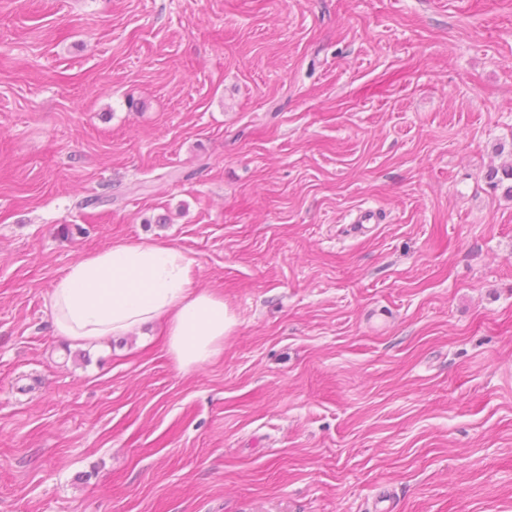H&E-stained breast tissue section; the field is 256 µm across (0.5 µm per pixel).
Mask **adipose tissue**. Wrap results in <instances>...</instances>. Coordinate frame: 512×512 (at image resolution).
<instances>
[{
	"mask_svg": "<svg viewBox=\"0 0 512 512\" xmlns=\"http://www.w3.org/2000/svg\"><path fill=\"white\" fill-rule=\"evenodd\" d=\"M194 274V260L167 244L116 243L83 255L54 283V330L92 344L160 322L176 365L198 368L221 355L233 320L222 295L194 288Z\"/></svg>",
	"mask_w": 512,
	"mask_h": 512,
	"instance_id": "ef3b65f1",
	"label": "adipose tissue"
}]
</instances>
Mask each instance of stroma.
<instances>
[{"label": "stroma", "mask_w": 512, "mask_h": 512, "mask_svg": "<svg viewBox=\"0 0 512 512\" xmlns=\"http://www.w3.org/2000/svg\"><path fill=\"white\" fill-rule=\"evenodd\" d=\"M509 164L512 0H0V512H512ZM143 241L214 361L56 336Z\"/></svg>", "instance_id": "1"}]
</instances>
